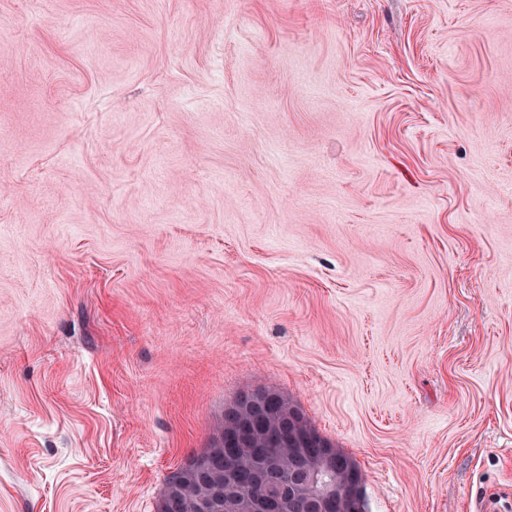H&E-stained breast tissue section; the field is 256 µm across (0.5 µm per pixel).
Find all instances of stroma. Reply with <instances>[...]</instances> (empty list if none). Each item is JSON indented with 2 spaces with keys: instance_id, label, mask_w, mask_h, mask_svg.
I'll list each match as a JSON object with an SVG mask.
<instances>
[{
  "instance_id": "35a3bbf8",
  "label": "stroma",
  "mask_w": 512,
  "mask_h": 512,
  "mask_svg": "<svg viewBox=\"0 0 512 512\" xmlns=\"http://www.w3.org/2000/svg\"><path fill=\"white\" fill-rule=\"evenodd\" d=\"M261 387L512 512V0H0V512H158Z\"/></svg>"
}]
</instances>
